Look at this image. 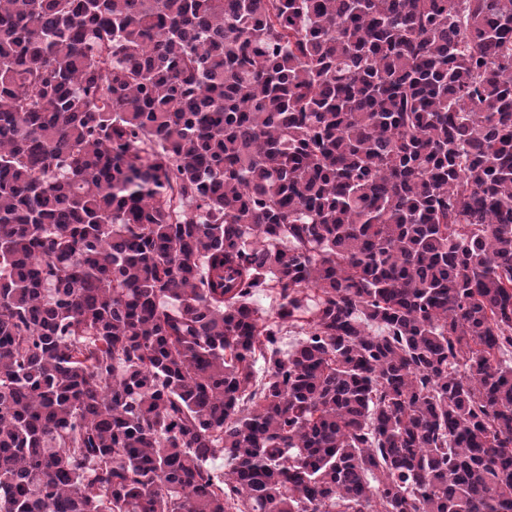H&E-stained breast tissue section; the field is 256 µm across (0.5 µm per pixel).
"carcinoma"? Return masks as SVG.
Here are the masks:
<instances>
[{"instance_id": "cac0c4a2", "label": "carcinoma", "mask_w": 512, "mask_h": 512, "mask_svg": "<svg viewBox=\"0 0 512 512\" xmlns=\"http://www.w3.org/2000/svg\"><path fill=\"white\" fill-rule=\"evenodd\" d=\"M507 352L512 0H0V512H512Z\"/></svg>"}]
</instances>
